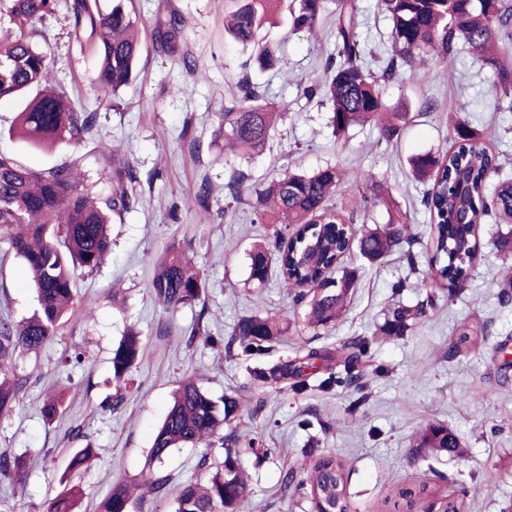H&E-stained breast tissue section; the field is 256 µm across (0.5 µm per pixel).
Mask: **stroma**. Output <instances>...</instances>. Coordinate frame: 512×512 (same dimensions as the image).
<instances>
[{
    "label": "stroma",
    "mask_w": 512,
    "mask_h": 512,
    "mask_svg": "<svg viewBox=\"0 0 512 512\" xmlns=\"http://www.w3.org/2000/svg\"><path fill=\"white\" fill-rule=\"evenodd\" d=\"M57 0L27 30L54 64V78L92 123L84 138L39 149L13 134L19 102L0 103V154L39 171L75 165L81 188L94 201H107L125 187L132 202L113 215L111 252L94 270L77 271L76 304L56 333L36 353L16 352L13 366L27 384L9 415H0V448L34 458L25 485L0 476V512H45L48 501L76 486L79 512H97L114 483L146 475L176 487L200 477V460H221L220 445L175 448L160 461L150 458L154 435L178 383L196 380L213 398L234 396L240 409L229 428L247 442L242 465L250 494L244 512H312L304 491L283 490L286 467H300L303 449L335 452L347 478L350 512H381L392 490L428 483L435 496L469 490L465 512H500L512 501V303L498 293L507 287L512 251L502 239L512 226L483 224L479 251L466 286L441 291L433 309L416 320L407 336L376 335L395 306L412 307L426 296L420 286L427 268L430 216L421 203L424 187L412 181L410 160L450 148L448 116L459 112L479 129L503 172L512 176V113L500 111L489 69L461 51L454 68L435 64L430 83L410 74L382 84L386 105L408 115L393 139L379 128H352L335 139L327 106L302 95L317 79L333 48L332 23L318 34L291 31L280 23L268 32L288 59L285 69L245 68L247 51L224 33L228 0H135L143 43L138 76L111 92L97 80V58L82 45L69 9ZM182 19L178 33L165 38L171 15ZM195 60L186 69L183 57ZM250 79L268 101L286 104L265 150L246 159L224 148L221 114L241 79ZM111 152H104L102 144ZM335 166L343 181L333 199L344 212L356 211V232L386 224L385 207L363 200L366 188L354 182L366 170L394 198L417 240L376 264L358 252L345 260L357 269L342 319L330 330L306 322L305 304L296 302L277 278L261 288L247 284L254 243L274 240V226L257 224L249 197L235 202L224 185L238 172L254 187L286 167L313 172ZM211 187L208 210L189 207L201 181ZM193 259L205 282L204 306L175 309L158 304L151 293L152 271L167 248ZM37 307L28 269L0 244V317L18 323ZM275 315L288 321L270 358L290 360L297 345L335 352L343 343L371 338L370 362L358 370L365 401L336 386L296 394L286 386L253 381L227 349L190 342L194 322L214 336H230L244 315ZM478 335L469 350L449 357L460 321ZM137 332L145 356L129 374L125 389L112 381V351L123 336ZM57 392L65 410L55 421L43 419L47 394ZM448 427L462 455H432L415 448L426 426ZM90 446L97 458L90 468L72 472L75 449Z\"/></svg>",
    "instance_id": "1"
}]
</instances>
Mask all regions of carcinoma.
Returning a JSON list of instances; mask_svg holds the SVG:
<instances>
[{
    "instance_id": "obj_1",
    "label": "carcinoma",
    "mask_w": 512,
    "mask_h": 512,
    "mask_svg": "<svg viewBox=\"0 0 512 512\" xmlns=\"http://www.w3.org/2000/svg\"><path fill=\"white\" fill-rule=\"evenodd\" d=\"M131 0H111L103 11L90 0H73L75 27L92 42L100 68L98 82L116 92L132 83L141 55L137 21L128 8ZM234 10L225 17V34L251 50L254 64L262 69L286 67L288 59L266 38L271 8L287 3L293 30L313 33L321 19L331 14L335 25L334 48L327 56L323 77L303 88L309 97L321 95L330 105L333 135L340 139L360 124L379 127L391 138L400 130L401 112H391L382 99L379 84L408 70L427 83L433 77L432 58L451 67L459 46H465L477 62L493 74L499 109L512 112V0H381L390 21V48L386 65L374 72L367 62L368 48L360 33L358 0H233ZM56 0H0V20L7 17L18 33L0 35V100L14 99L30 92L34 96L18 114L14 133L32 146L79 142L89 130L91 116L76 111L70 99L53 81L48 54L34 45L26 27L52 11ZM278 112L246 82L239 86L237 100L224 108L220 132L224 145L243 156L261 153L270 138ZM451 149L426 152L412 160L414 178L425 184L422 203L433 224L432 252L427 260L422 287L429 289L426 301L413 309L397 307L382 330L404 336L411 322L433 305L435 289L447 284L466 285L478 252L477 225L489 215L512 223V179L489 182L501 169L498 156L488 150L479 130L456 113L448 115ZM342 181L335 167L312 173L285 169L276 178L252 189L245 177H232L224 184L225 196L234 200L251 196L250 206L258 224H278L274 245L259 243L250 254L248 283L265 285L277 272L280 286L306 303L307 324L314 330L336 325L354 288L357 271L343 264V258L358 247L362 258L373 264L402 244L414 243L405 220L389 216L383 227L356 237L353 219L331 204ZM359 181L374 199L390 205L382 184L361 172ZM74 168L56 167L34 171L0 155V242L9 245L27 265L36 290L37 309L20 324L0 320V414L9 412L26 380L15 375L12 358L16 350L36 351L54 336L62 318L75 304L74 271L95 269L110 249L107 224L110 213L129 203L122 189L105 206L89 199L79 189ZM151 292L166 307L193 306L202 301L204 283L198 270L182 250L171 247L156 264ZM287 326L272 316L250 315L234 325L230 344L238 359L252 362L251 377L265 383L291 382L300 394L308 387V370L326 359L322 352L302 346L291 361L261 363L272 353ZM471 330L462 324L449 354L469 348ZM370 341L346 342L342 349L352 364L369 353ZM140 336L125 337L112 350L115 384L142 361ZM338 383L359 387V377L350 370L345 376L331 372L318 387L329 390ZM239 402L226 396L221 402L193 380L176 389L169 410L156 432L150 451L162 460L174 448L209 442L224 425L235 418ZM63 413V398L50 396L42 406L45 420ZM224 459L205 480H192L175 488L162 478L148 479L150 492L173 497L174 512H244L249 488L240 462V439L221 437ZM417 448L431 454L460 455L455 436L443 426H430L420 435ZM97 457L91 447L77 449L71 468L90 466ZM0 475L21 483L26 480V460L0 449ZM307 494L313 512H348L346 479L341 459L333 452L316 455L309 467ZM433 495L429 485L397 488L395 505L403 512H416L422 501ZM443 496L431 503L436 512H462L464 497ZM81 492L72 487L51 499L46 512H77ZM130 486L118 483L101 501L100 512H131Z\"/></svg>"
}]
</instances>
